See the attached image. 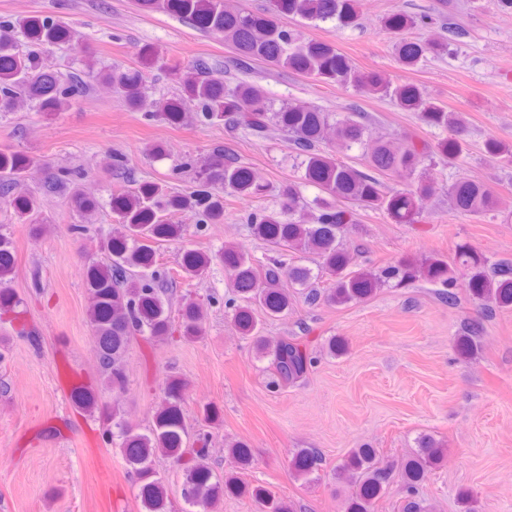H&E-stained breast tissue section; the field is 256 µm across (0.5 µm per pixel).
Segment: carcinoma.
Here are the masks:
<instances>
[{"label":"carcinoma","mask_w":512,"mask_h":512,"mask_svg":"<svg viewBox=\"0 0 512 512\" xmlns=\"http://www.w3.org/2000/svg\"><path fill=\"white\" fill-rule=\"evenodd\" d=\"M146 12H162L207 33L224 37L231 50L229 67L245 72L253 62L271 64L293 71L315 81L351 87L360 94L378 96L407 112H415L425 124L442 128L458 139L467 134L465 121L449 112L421 87L412 83L381 82L362 72L322 42L308 40L297 30L282 26L272 19L233 9L226 0H138ZM277 14L312 22H335L348 25L355 18L354 0H271ZM423 23L422 19L393 14L384 27L396 36L395 50L399 62L414 68L428 56L448 54L464 32L458 24L447 23L446 35L438 39L409 40L399 38L401 32ZM60 42H76L90 51L84 36L62 18L43 16L29 20L0 17V114L35 107L41 112L66 111L72 102L88 94L101 82L117 92L132 110L142 113L149 122L171 125L191 124L205 127L223 124L256 140H266L277 133L288 137L298 168L305 181L320 189L323 197L311 207L300 195L295 183L279 190L280 203L273 209L248 214L252 233L265 240L277 255L261 261L236 245H226L217 253L186 250L177 267L160 262L158 248L182 235V225L171 220L174 212L189 210L199 224H219L224 220V194L247 198L259 190L252 171L239 156L216 148L204 160L188 157L179 169L194 171L198 181L185 193L169 190L165 184L145 182L127 188L128 168L123 154L112 155V179L119 183L113 194L112 213L118 230L109 238L105 257L86 272L90 305L88 317L98 357L102 384L118 393L127 386L124 357L136 336L146 340H164L175 332L185 339L201 335L205 310L203 304L184 299L181 323L174 327L168 308L174 288L181 280L203 275L215 261L224 263L230 272L232 297L226 305L233 310L239 333L254 340L256 353L271 354L274 374L272 385H294L314 364V357L300 344L282 340L270 347L259 336L255 310L268 317L288 311L296 295L314 304L325 300L331 305L364 301L389 284L405 286L422 277L442 286L439 298L450 306L461 302V296L477 304L481 315L490 318L498 309L512 308V265L497 263L487 266L480 254L463 248L458 260L450 264L432 258L421 265L387 264L374 268L350 267L343 238L352 226L353 213L344 208L352 203L363 209L381 211L397 221L411 224L418 217L425 197L431 191V171L448 157V139L436 145H418L409 135L400 138L375 136L373 118L350 107V111L334 116L315 105L299 100L276 103L266 88L253 80H224L223 68L204 59H196L176 69L180 93L160 96L154 108L144 109L150 99L146 76L137 69L121 65L96 68L87 61L80 70L62 73L49 68L44 48ZM334 129V141L323 146L324 133ZM358 148L366 161L365 169L346 164L340 155ZM37 165L35 159L11 151L0 150V202L14 205L31 224L46 222L44 210L48 197L67 192L72 207L85 223H93L98 201L86 189L83 174L75 169H61L46 175L43 194L18 195L16 190L27 180L28 172ZM402 173L411 179L407 188L387 187L380 176ZM452 210L462 215H484L496 211L497 200L483 184L460 178L448 188ZM316 255L322 270L333 276L330 287L319 290L317 275L307 266L291 264L290 253ZM13 243L9 233L0 230V309L12 307L7 284L13 273ZM288 279L293 289L282 286ZM474 330L465 325L457 338L456 351L467 359L478 349ZM184 385L171 382L156 412L153 427L138 433L116 417L107 418L109 438L121 440L123 459L139 488L142 512H168L167 488L163 477L153 467L161 454L182 459L191 431L182 410ZM421 452L406 461L401 479L407 495L401 512H433L415 498V489L427 472L442 464L446 457L444 441L431 435L419 437ZM239 468L250 464V452L244 442L227 448ZM208 454L206 440L188 459L184 467L183 497L194 512H212V505L224 495H248L260 512H293V505L271 495L259 485L244 482L236 472L218 476L204 464ZM322 457L313 448H300L293 455L291 468L295 475L308 478L318 471ZM340 473L354 480L355 498L346 512H374L376 500L383 494L388 471L380 465L374 448H354Z\"/></svg>","instance_id":"carcinoma-1"}]
</instances>
